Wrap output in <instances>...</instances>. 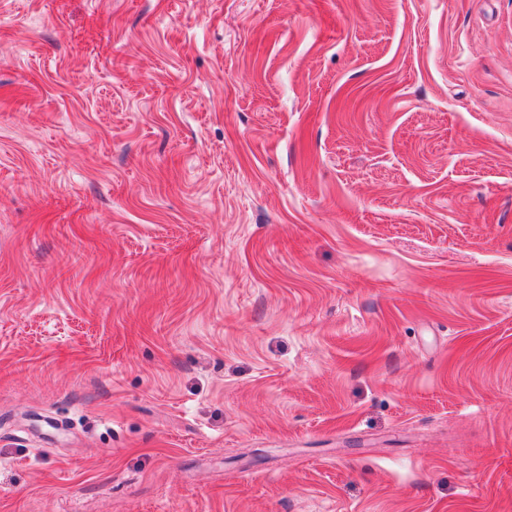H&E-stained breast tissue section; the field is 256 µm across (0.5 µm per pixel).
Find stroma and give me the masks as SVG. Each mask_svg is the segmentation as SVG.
<instances>
[{
    "mask_svg": "<svg viewBox=\"0 0 512 512\" xmlns=\"http://www.w3.org/2000/svg\"><path fill=\"white\" fill-rule=\"evenodd\" d=\"M0 512H512V0H0Z\"/></svg>",
    "mask_w": 512,
    "mask_h": 512,
    "instance_id": "35a3bbf8",
    "label": "stroma"
}]
</instances>
